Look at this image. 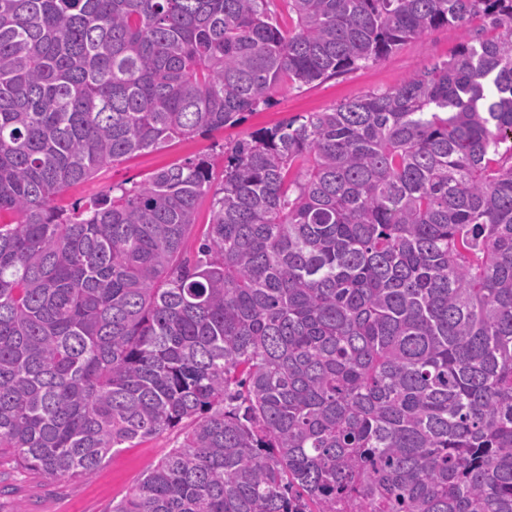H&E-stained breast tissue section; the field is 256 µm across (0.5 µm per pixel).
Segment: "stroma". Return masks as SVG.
<instances>
[{
	"label": "stroma",
	"mask_w": 512,
	"mask_h": 512,
	"mask_svg": "<svg viewBox=\"0 0 512 512\" xmlns=\"http://www.w3.org/2000/svg\"><path fill=\"white\" fill-rule=\"evenodd\" d=\"M492 37L495 31L481 19L468 30L443 26L410 40L379 61L312 85L278 89L268 106L248 114L244 121L208 137H189L140 153L117 166H104L92 178L67 188L56 199L71 208L79 199L106 191L113 184L143 181L152 172L197 155L212 156L223 164L222 147L263 127L370 93L393 89L412 73L452 57L467 36ZM181 437L168 432L145 440L135 448H121L106 459L91 477L50 480L34 472H16L0 463V512H107L112 501L128 495L144 472L174 448Z\"/></svg>",
	"instance_id": "stroma-1"
}]
</instances>
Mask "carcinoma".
<instances>
[{
    "label": "carcinoma",
    "mask_w": 512,
    "mask_h": 512,
    "mask_svg": "<svg viewBox=\"0 0 512 512\" xmlns=\"http://www.w3.org/2000/svg\"><path fill=\"white\" fill-rule=\"evenodd\" d=\"M475 16L216 191L203 155L54 206ZM172 430L108 512H512V0H0V458L89 477Z\"/></svg>",
    "instance_id": "cac0c4a2"
}]
</instances>
